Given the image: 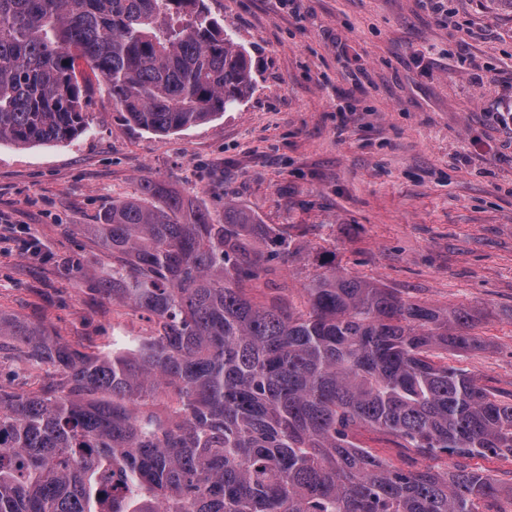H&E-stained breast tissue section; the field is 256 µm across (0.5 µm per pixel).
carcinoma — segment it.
<instances>
[{
    "label": "carcinoma",
    "mask_w": 512,
    "mask_h": 512,
    "mask_svg": "<svg viewBox=\"0 0 512 512\" xmlns=\"http://www.w3.org/2000/svg\"><path fill=\"white\" fill-rule=\"evenodd\" d=\"M84 62L146 131L189 129L241 105L252 59L204 0H0V144L87 128ZM92 225L103 298L151 315L152 335L86 353L0 315V337L59 380L0 388V512H483L497 481L393 467L361 445L381 430L422 457L512 458V403L431 359L478 343L440 317L332 268L306 307L251 295L292 243L245 210L211 212L146 179Z\"/></svg>",
    "instance_id": "cac0c4a2"
}]
</instances>
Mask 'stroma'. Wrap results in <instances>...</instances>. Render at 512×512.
<instances>
[{"mask_svg":"<svg viewBox=\"0 0 512 512\" xmlns=\"http://www.w3.org/2000/svg\"><path fill=\"white\" fill-rule=\"evenodd\" d=\"M252 56L234 110L157 135L127 122L83 69L88 128L64 144L0 145V313L84 352L146 336L148 315L98 297L81 271L112 257L90 235L143 178L213 215L233 204L298 252L261 273L258 296L293 303L335 261L448 315L481 343L439 350L512 402V8L500 0H205ZM0 340V387L57 379Z\"/></svg>","mask_w":512,"mask_h":512,"instance_id":"1","label":"stroma"}]
</instances>
